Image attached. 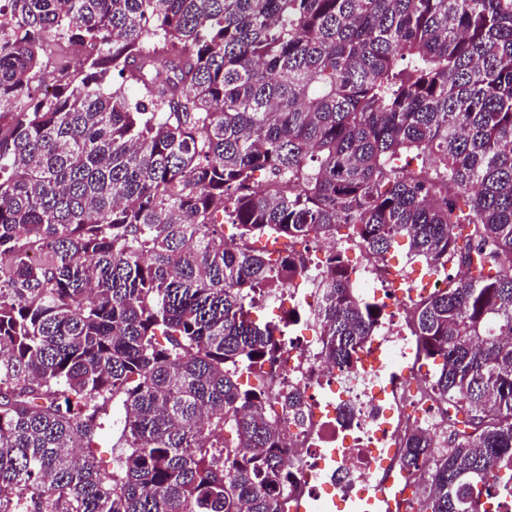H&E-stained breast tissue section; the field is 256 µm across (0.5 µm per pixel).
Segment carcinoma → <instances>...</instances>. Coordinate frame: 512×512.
Masks as SVG:
<instances>
[{
    "mask_svg": "<svg viewBox=\"0 0 512 512\" xmlns=\"http://www.w3.org/2000/svg\"><path fill=\"white\" fill-rule=\"evenodd\" d=\"M342 228L378 258L404 238L427 273L469 269L408 311L465 437L437 454L414 427L400 463L428 465L420 512H494L512 491V0H3L0 512H283L284 431L244 376L281 349L255 296L304 258L252 240ZM344 253L317 320L348 363L381 311ZM117 402L109 468L95 438ZM121 426L112 425L106 435L98 439L97 456L103 464H111L114 460L123 454L127 448H123V442L120 441Z\"/></svg>",
    "mask_w": 512,
    "mask_h": 512,
    "instance_id": "carcinoma-1",
    "label": "carcinoma"
}]
</instances>
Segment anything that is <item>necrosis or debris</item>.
Masks as SVG:
<instances>
[{
  "mask_svg": "<svg viewBox=\"0 0 512 512\" xmlns=\"http://www.w3.org/2000/svg\"><path fill=\"white\" fill-rule=\"evenodd\" d=\"M357 269L366 297L378 300L381 317L350 365L329 363L314 316L322 297L323 267L311 262L288 286L264 295L266 305H285L303 317L307 332H285L280 362L258 382L267 397L268 417L286 433L283 456L288 464L287 512H368L370 492L378 482L392 493H406L397 512H417L421 483L400 465L406 431L428 430L438 451H446L454 433L453 413L429 391L430 374L421 365L411 328L395 329L394 307L409 308L444 287L438 277H409L368 254ZM306 399L300 417L283 414L284 388Z\"/></svg>",
  "mask_w": 512,
  "mask_h": 512,
  "instance_id": "necrosis-or-debris-1",
  "label": "necrosis or debris"
}]
</instances>
